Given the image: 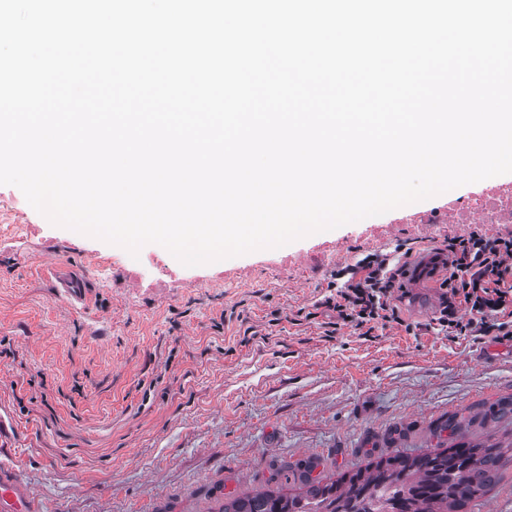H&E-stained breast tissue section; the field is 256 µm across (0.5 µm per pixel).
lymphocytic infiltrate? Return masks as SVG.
Here are the masks:
<instances>
[{
    "instance_id": "obj_1",
    "label": "lymphocytic infiltrate",
    "mask_w": 512,
    "mask_h": 512,
    "mask_svg": "<svg viewBox=\"0 0 512 512\" xmlns=\"http://www.w3.org/2000/svg\"><path fill=\"white\" fill-rule=\"evenodd\" d=\"M448 271L442 285L441 331L454 336L512 335V235L488 238L479 231L445 241L439 250ZM408 264L402 255L372 254L338 270L335 294L324 305L335 329L372 336L397 321L394 293L404 290Z\"/></svg>"
}]
</instances>
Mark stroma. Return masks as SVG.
I'll list each match as a JSON object with an SVG mask.
<instances>
[{
	"label": "stroma",
	"instance_id": "1",
	"mask_svg": "<svg viewBox=\"0 0 512 512\" xmlns=\"http://www.w3.org/2000/svg\"><path fill=\"white\" fill-rule=\"evenodd\" d=\"M474 190L189 267L187 286L148 290L97 271L112 245L51 224L0 185L12 202L0 210V409L47 512H222L228 496L302 493L274 477L277 459L320 455L332 481L381 456L512 441V339L445 335L424 289L372 338L330 333L323 306L333 273L355 258L405 244L416 265L469 233L403 218ZM51 259L82 271L85 308L53 297ZM451 416L463 421L453 434Z\"/></svg>",
	"mask_w": 512,
	"mask_h": 512
}]
</instances>
